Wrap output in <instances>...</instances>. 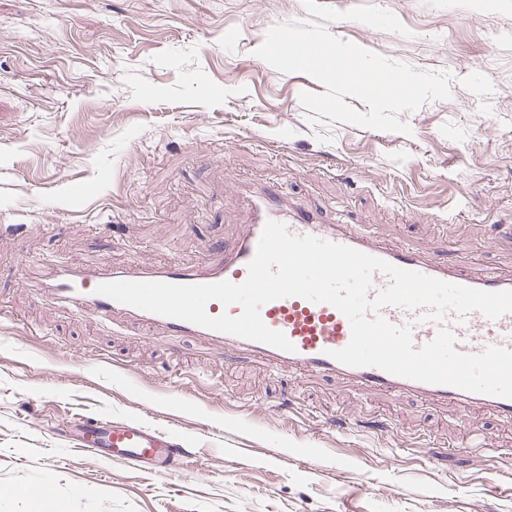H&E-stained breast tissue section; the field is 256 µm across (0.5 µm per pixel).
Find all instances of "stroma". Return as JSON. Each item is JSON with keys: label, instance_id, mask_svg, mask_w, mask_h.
I'll return each instance as SVG.
<instances>
[{"label": "stroma", "instance_id": "35a3bbf8", "mask_svg": "<svg viewBox=\"0 0 512 512\" xmlns=\"http://www.w3.org/2000/svg\"><path fill=\"white\" fill-rule=\"evenodd\" d=\"M312 19L449 76L410 134L311 126L255 49ZM389 247L512 276V0H0V489L55 512H512V418L276 371L53 307L41 266H195L263 181ZM176 434L167 475L105 467L77 417ZM497 457L464 451L472 430Z\"/></svg>", "mask_w": 512, "mask_h": 512}]
</instances>
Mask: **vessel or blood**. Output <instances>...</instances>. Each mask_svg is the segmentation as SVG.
I'll list each match as a JSON object with an SVG mask.
<instances>
[{
    "label": "vessel or blood",
    "mask_w": 512,
    "mask_h": 512,
    "mask_svg": "<svg viewBox=\"0 0 512 512\" xmlns=\"http://www.w3.org/2000/svg\"><path fill=\"white\" fill-rule=\"evenodd\" d=\"M251 221L240 235L235 248L226 253L223 262L204 268H187L177 263L161 267L137 263L115 271L108 267L91 268L74 262L48 267L42 272L40 286L51 304L101 314L120 313L133 321L161 326L175 336L204 337L223 343L225 349L249 350L264 358L273 369L300 368L310 373H336L353 380L367 390L393 393H418L443 403H476L498 414L512 416V399L468 392L453 386L438 385L392 375L375 367H350L332 358V351L344 348L350 341L347 318L333 306L313 303L299 297H288L265 304L260 315L267 327L283 332L293 344L284 351L263 343L210 330L196 324L140 310L96 294L98 285L110 282H167L207 284L228 281L242 283L248 265L254 258L267 221L284 223L294 235H313L351 247L380 258L394 266L484 291L512 290V278L475 275L454 265L437 262L409 248H390L371 237L351 232L343 224H324L303 210L285 207L273 185L253 187L246 194ZM380 314L396 326L411 330L415 346L430 342L440 327L455 336L457 351L467 354L482 352L490 346L512 350V313L490 319L474 311L465 316L447 313L443 322L425 319L424 309L409 310L386 306ZM77 437L98 448L104 464L121 465L145 462L159 473H168L174 460L181 456L179 443L168 432L140 422L88 418L74 424Z\"/></svg>",
    "instance_id": "vessel-or-blood-1"
}]
</instances>
